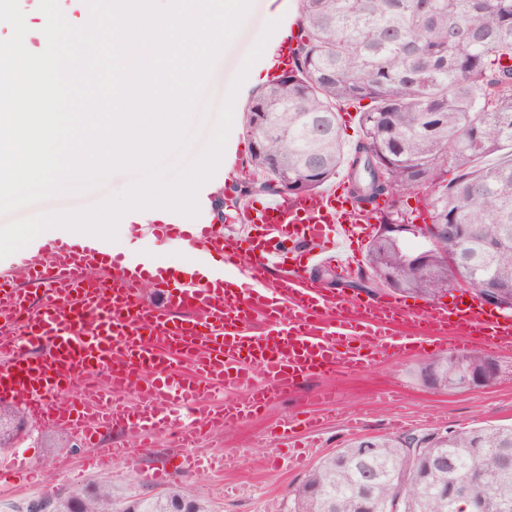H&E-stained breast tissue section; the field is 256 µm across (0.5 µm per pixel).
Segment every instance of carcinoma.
Returning a JSON list of instances; mask_svg holds the SVG:
<instances>
[{"label": "carcinoma", "instance_id": "carcinoma-1", "mask_svg": "<svg viewBox=\"0 0 512 512\" xmlns=\"http://www.w3.org/2000/svg\"><path fill=\"white\" fill-rule=\"evenodd\" d=\"M369 99L363 137L345 148L336 111ZM251 150L243 196L313 193L348 164L352 194L373 200L413 188H435L432 223L466 224L465 244L448 238L426 269L411 265L399 239L377 236L368 251L371 280L415 294H435L478 276L512 294V0H301L300 35L288 76L255 90L245 109ZM499 155L496 164L477 161ZM455 169L454 181L444 175ZM461 256L455 267L444 254ZM478 371L492 357L480 350L445 355ZM421 451L404 437H377L369 459L350 443L316 465L293 494V512H359L366 474L377 512H461L442 491L453 483L473 493L478 512H512V426L453 431V443L427 433ZM448 454L450 469L426 467ZM208 512L176 486L126 500L108 486L80 490L28 512Z\"/></svg>", "mask_w": 512, "mask_h": 512}]
</instances>
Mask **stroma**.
<instances>
[{"label":"stroma","mask_w":512,"mask_h":512,"mask_svg":"<svg viewBox=\"0 0 512 512\" xmlns=\"http://www.w3.org/2000/svg\"><path fill=\"white\" fill-rule=\"evenodd\" d=\"M300 0H251L240 29L219 56L209 77L205 93L206 112L202 126L191 147L199 153L205 146L216 113L224 103V92L238 74L246 79L238 90V109H245L252 90L265 84L263 71L270 55L264 54L254 63L246 57L264 34L268 24L292 28L299 15ZM241 165L228 164L215 171L207 184L199 189L207 215L216 234L246 235L249 227L222 219L215 202L222 188L239 182ZM130 170L111 173L102 185L83 188L61 195L10 215L0 216V248L12 246V232L20 226L36 227L47 216L78 214L92 216L98 207L94 196L120 200L123 184L134 182ZM328 295L344 293L351 304L384 295L385 287L369 280L367 265H360L347 280L341 281L313 269ZM442 350L428 345L425 352L396 362L348 372L338 376L322 375L299 383L287 397L269 405L258 417L236 428L213 431L204 447L213 452L237 454V467L206 475L174 472L171 481L192 487L195 495L206 502L210 512H292L293 491L325 456L349 443L369 437L426 434L476 427L486 423L512 425V352L497 355V378L488 385L468 389H437L424 380V369L442 357ZM331 389L335 404L325 403L320 393ZM306 413L321 422L317 438L319 448L304 463L283 467L279 458L285 446L275 445L272 432L279 420ZM108 439L129 448L130 462H119L106 471L83 467L84 452L76 446L68 430L29 422L28 432L15 447L0 449V461L25 455L31 472L30 482L0 488V512H26L30 503L57 500L71 491L111 485L114 493L138 497L158 493L159 488L148 478L159 467L173 469L176 449L167 435L147 436L146 447H138L130 432L111 431Z\"/></svg>","instance_id":"obj_1"}]
</instances>
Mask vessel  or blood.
Returning a JSON list of instances; mask_svg holds the SVG:
<instances>
[{"mask_svg": "<svg viewBox=\"0 0 512 512\" xmlns=\"http://www.w3.org/2000/svg\"><path fill=\"white\" fill-rule=\"evenodd\" d=\"M271 48L266 76L272 80L292 68L294 46L284 38ZM375 210L332 190L277 195L245 209L244 222L266 229L247 240L215 237L205 212L190 225L168 213L166 221L150 224L154 237L184 239L219 257L174 283L157 273L151 256L115 254L108 238L87 241L50 222L23 253L0 251V316L26 315L16 333L0 339V399L22 402L38 422L68 429L92 450L87 468L108 469L129 458V449L96 441L99 430L119 427L140 437L172 435L182 449L178 470L203 473L233 468L237 459L202 452V438L253 419L309 377L393 362L423 351L431 337L452 333L482 337L491 355L512 350V315L488 314L473 292L418 313L393 294L354 311L306 275V266L327 263L329 252L346 241L370 235ZM300 242L310 245L304 263L268 285L265 274L281 266L286 244ZM96 266L106 276L90 277ZM16 267L24 276L21 288L10 284ZM147 285L162 295V306L144 302ZM288 305L294 318L284 316ZM259 317L268 328L255 334L250 327ZM412 320L418 323L413 334H395V326ZM34 347L45 348L46 356L31 358ZM100 371L104 383L85 385L68 403H52V395ZM258 373L264 383L256 387ZM217 385L250 393L215 409L203 395ZM132 386L135 405L116 399ZM319 428L313 417H290L276 425L273 438L289 445L299 432Z\"/></svg>", "mask_w": 512, "mask_h": 512, "instance_id": "1", "label": "vessel or blood"}]
</instances>
